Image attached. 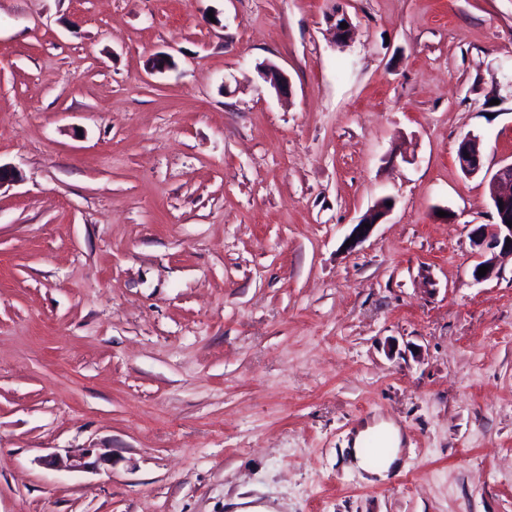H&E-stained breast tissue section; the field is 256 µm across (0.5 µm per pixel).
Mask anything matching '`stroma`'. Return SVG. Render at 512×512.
Wrapping results in <instances>:
<instances>
[{"mask_svg": "<svg viewBox=\"0 0 512 512\" xmlns=\"http://www.w3.org/2000/svg\"><path fill=\"white\" fill-rule=\"evenodd\" d=\"M510 162L512 0H0V512H512ZM457 160L462 172L473 177L483 170L482 156L475 138L466 136L457 149ZM488 185L496 222L476 225L470 231V239L477 259L472 269V277L478 283L490 279L497 273L500 258L505 256L512 258V227L507 225L508 221L512 222V164L499 168L491 176ZM499 202H503V210H500ZM507 240H511V243H507ZM481 266L488 267L483 277L478 275ZM387 201H391L392 205L387 206ZM393 200L389 197L381 199L376 207L372 209L352 230L350 235L352 242H361L366 239L370 233L372 232L374 226L379 223V221L390 212L393 208ZM363 223H369L370 227H362ZM352 236H355V239H352ZM349 237V238H350ZM376 432H382L381 436L385 438L391 445V452L380 468L371 470L370 472L379 478L385 479L388 472L391 470V467L399 458V445L401 443V436L400 431L396 426L393 424H383L379 427H367L366 429L360 431L354 439L355 447L353 448L352 455L354 459L360 460L359 465L364 468L362 458L364 456L365 448L360 447L366 442L370 435Z\"/></svg>", "mask_w": 512, "mask_h": 512, "instance_id": "obj_1", "label": "stroma"}]
</instances>
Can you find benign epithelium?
Returning a JSON list of instances; mask_svg holds the SVG:
<instances>
[{"instance_id": "obj_1", "label": "benign epithelium", "mask_w": 512, "mask_h": 512, "mask_svg": "<svg viewBox=\"0 0 512 512\" xmlns=\"http://www.w3.org/2000/svg\"><path fill=\"white\" fill-rule=\"evenodd\" d=\"M350 22V18L340 9H335L328 16L329 33L334 40L346 42L350 39L351 29H343L340 23ZM263 78L271 84V87L280 96L288 94L290 80L288 75L273 64L266 63L261 66ZM457 160L462 172L473 177L483 170L482 156L476 139L467 136L459 144ZM489 194L492 196V207L496 222L493 224H480L470 231V239L475 251L476 264L472 269V277L476 282H483L496 274L498 261L505 256L512 257V227L507 222H512V164H506L499 168L489 180ZM389 198L381 199L362 222L355 225L352 235L354 242L358 243L366 239L373 230V226L390 212L387 206ZM488 267L486 275L479 276L480 267ZM42 464L50 469L85 468L89 463L77 461L67 463L56 454H49L42 459Z\"/></svg>"}]
</instances>
